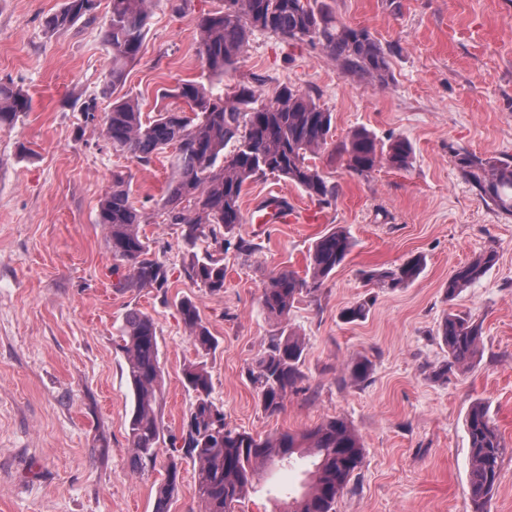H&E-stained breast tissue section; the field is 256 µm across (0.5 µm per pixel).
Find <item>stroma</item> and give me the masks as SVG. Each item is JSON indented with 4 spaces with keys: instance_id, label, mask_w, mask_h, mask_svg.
Returning <instances> with one entry per match:
<instances>
[{
    "instance_id": "obj_1",
    "label": "stroma",
    "mask_w": 512,
    "mask_h": 512,
    "mask_svg": "<svg viewBox=\"0 0 512 512\" xmlns=\"http://www.w3.org/2000/svg\"><path fill=\"white\" fill-rule=\"evenodd\" d=\"M341 21L367 27L389 52L392 79L376 89L345 76L319 47L254 31L225 90L260 79L309 91L333 114L327 148L314 159L337 186L335 201L309 198L287 179L266 176L241 197L242 224L224 237V287L211 292L186 269L206 242L188 243L162 208L167 155L143 166L112 153L79 104L110 99L111 66L102 41L111 0H96L94 21L49 31L62 0H0V80L28 91L30 112L0 127V512H154L163 469L140 473L128 426L133 397L118 347L133 309L155 322L164 370L165 438L180 437L193 401L182 368L203 360L211 398L233 429L299 432L344 418L364 450L334 512H467L466 416L483 403L512 448V215L485 204L454 162L455 153L512 154V0H318ZM222 0H153L146 36L115 97H135L152 113L162 90L203 72L197 18ZM113 96V97H114ZM357 128L379 143L414 146L405 171L382 165L348 173L334 152ZM131 174L130 199L142 215L166 288H128L127 265L112 256L97 221L112 174ZM276 196L297 220L256 224L254 208ZM355 245L315 297L281 322L260 294L279 271L305 273L314 242L336 227ZM254 243L238 250L240 240ZM496 263L455 299L444 285L457 266L489 248ZM424 265L408 287L365 285L362 274L409 257ZM372 298L367 316L341 312ZM196 302L219 341L198 356L177 311ZM483 326L474 365L437 379L448 358L437 330L448 313ZM290 328L306 341L303 381L282 410L268 414L248 378L271 336ZM372 372L345 380L352 358ZM306 460L262 471L238 512H281L299 494Z\"/></svg>"
}]
</instances>
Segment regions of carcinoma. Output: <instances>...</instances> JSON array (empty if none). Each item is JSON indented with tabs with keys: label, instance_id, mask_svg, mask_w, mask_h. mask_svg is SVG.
Wrapping results in <instances>:
<instances>
[{
	"label": "carcinoma",
	"instance_id": "cac0c4a2",
	"mask_svg": "<svg viewBox=\"0 0 512 512\" xmlns=\"http://www.w3.org/2000/svg\"><path fill=\"white\" fill-rule=\"evenodd\" d=\"M151 0H112L104 25L103 44L112 60L105 76L103 95L122 84L125 68L139 53L151 14ZM95 0H64L61 9L46 19L51 31L71 27L91 17ZM199 48L209 83L224 81V73L235 68L251 31L266 30L294 42H308L336 61L341 72L384 88L392 78L387 54L371 32L359 25L339 21L331 12L314 7L312 0H223L222 7L204 14L196 23ZM183 100L189 111L163 107L153 117L142 112L135 97L112 101L99 112L95 98L81 105L86 120L101 122L104 138L115 153L147 166L153 156L174 149L173 171L163 198L171 224L185 227V239L210 241L213 250L193 256L189 278L211 292L224 288V234L243 223L240 199L244 187L258 176L284 177L301 187L309 197L327 202L336 198V185L328 182L309 163L328 145L333 113L324 109L309 91L282 86L265 101L262 91L247 84L228 93H215L200 81L187 80L162 97ZM31 107V98L12 82L0 81V124L12 122ZM230 153H224L229 143ZM346 170L367 177L386 164L406 170L412 165L410 141L398 137L383 145L366 129L352 131L336 147ZM455 163L487 203L512 215V156L484 157L458 152ZM127 176L112 175V184L100 200L97 223L110 229L112 256L129 267V288H163L168 274L163 263L150 256L141 234V214L129 199ZM353 242L346 229H334L319 237L309 255L305 276L282 270L265 283L260 302L271 316L285 319L304 296L315 294L346 260ZM490 249L458 266L448 278L446 296L452 300L481 279L496 261ZM423 263L412 257L385 270L363 272L366 284L379 288H405L419 276ZM372 299H363L342 311L340 318L354 322L366 317ZM201 355L211 353L217 340L203 322L190 299L177 306ZM448 349V360L435 376L470 368L483 343L482 324L472 316L448 313L440 327ZM119 348L127 359L126 373L134 398L128 436L137 470L157 465L164 442L161 426L163 401L162 369L154 320L139 311L125 319ZM305 350L303 337L283 331L269 339L267 347L248 369L258 402L269 414L279 412L302 377ZM371 361L363 356L348 366L354 382L366 380ZM188 390L194 394L183 427L182 443L170 441L164 478L156 492L155 512H168L180 486L181 461L197 464L196 492L203 512H235L259 475V468L291 459L293 454L311 457L307 490L288 503L284 512H333L336 499L363 463V448L351 425L341 417L329 418L304 432L253 435L230 429L224 410L211 398V382L204 364L183 370ZM470 450V512H489L487 505L501 476L506 447L491 423L483 404H474L466 418Z\"/></svg>",
	"mask_w": 512,
	"mask_h": 512
}]
</instances>
